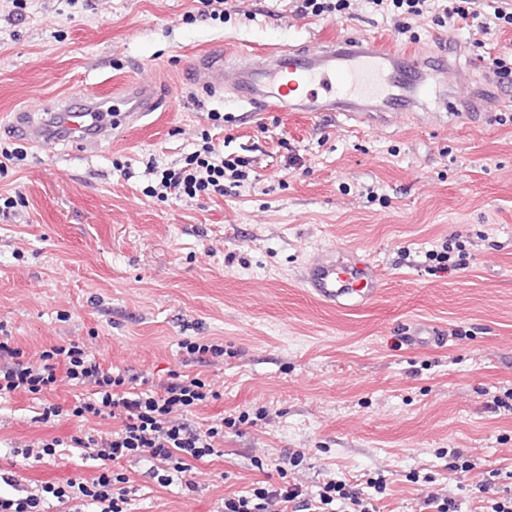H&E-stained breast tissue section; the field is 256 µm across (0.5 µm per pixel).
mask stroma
I'll return each instance as SVG.
<instances>
[{
  "label": "stroma",
  "instance_id": "obj_1",
  "mask_svg": "<svg viewBox=\"0 0 512 512\" xmlns=\"http://www.w3.org/2000/svg\"><path fill=\"white\" fill-rule=\"evenodd\" d=\"M225 9L213 20L203 0H26L16 14L0 0V145L23 154L0 173V194L17 201L0 215V322L34 359L76 340L156 382L200 375L218 396L188 419H238L220 454L195 462L194 494L159 486L149 462L126 464L133 512H219L224 496L284 477L312 494L331 479L382 478L379 512H418L432 490L482 512L478 481L512 489V410L494 404L512 389V122L251 112L199 88L189 67L212 52L232 60L355 33L432 45L495 90L490 64L512 27L475 46L429 19L399 38L400 17L359 0L335 18L301 14L296 0ZM133 80L154 82L163 107L95 153L67 141L38 149L13 126L29 105ZM205 133L220 154L249 160L248 180L221 197L146 196L148 158L182 166ZM453 235L468 267L433 271L429 250ZM329 250L370 258L383 277L374 301L337 309L303 288V266ZM419 322L442 342L411 346L405 329ZM197 338L222 342L223 362L184 363L180 343ZM40 411L31 395L0 397V469L28 488L96 475L71 445L80 422ZM51 440L66 451L47 463L9 453ZM453 450L472 471L449 470Z\"/></svg>",
  "mask_w": 512,
  "mask_h": 512
}]
</instances>
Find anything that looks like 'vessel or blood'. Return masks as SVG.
<instances>
[{
    "label": "vessel or blood",
    "instance_id": "vessel-or-blood-1",
    "mask_svg": "<svg viewBox=\"0 0 512 512\" xmlns=\"http://www.w3.org/2000/svg\"><path fill=\"white\" fill-rule=\"evenodd\" d=\"M194 82L223 89L244 101L251 111H264L275 103L283 112H335L358 122L386 121L393 112H411L424 98L439 94L446 78L466 83V75L444 57L426 48L387 47L363 36H343L309 48L270 49L245 55L225 65L217 58L194 65ZM461 116H472L511 105L508 100L482 91L461 99ZM159 98L153 86L128 83L119 91L94 96L79 107L61 102L57 114L43 116V104L17 113L28 141L37 148L53 144L51 129L61 124L74 147L110 142L113 126L109 113L124 111L130 121L156 111ZM303 287L339 309H356L375 299L383 286L378 270L365 257L345 258L323 253L300 273Z\"/></svg>",
    "mask_w": 512,
    "mask_h": 512
}]
</instances>
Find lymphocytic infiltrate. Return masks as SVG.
I'll return each mask as SVG.
<instances>
[{
    "mask_svg": "<svg viewBox=\"0 0 512 512\" xmlns=\"http://www.w3.org/2000/svg\"><path fill=\"white\" fill-rule=\"evenodd\" d=\"M373 10L393 9L404 16L399 33L410 30V21L434 14L438 23H452L458 29L478 20L480 33L491 26H512V11L495 7L492 15L480 16L477 0H454L453 5H435L433 0H366ZM247 163L224 157L214 145L204 143L186 157L178 168H158L157 186L175 196L194 198L224 195L227 185L246 181ZM67 383L88 388V396L72 406V416L91 420L111 416L117 428L86 432L73 440L99 463V473L89 480L65 485H46L38 491L24 489L12 472L0 471V512H47L57 502L67 512H131L135 489L127 475L118 471L122 462L148 460L151 476L160 486L180 483L193 492L198 484L192 474L193 462L218 453L224 443V424L201 428L187 422L192 408L213 398L215 392L203 379L178 373L165 382L149 385L147 378L132 369L117 370L99 361L88 348L72 341L43 350L38 360L28 359L10 336H0V395L17 391L44 395ZM221 512H376L370 497L346 481L331 479L313 496H305L299 483L261 484L225 497Z\"/></svg>",
    "mask_w": 512,
    "mask_h": 512,
    "instance_id": "f902f5d3",
    "label": "lymphocytic infiltrate"
}]
</instances>
